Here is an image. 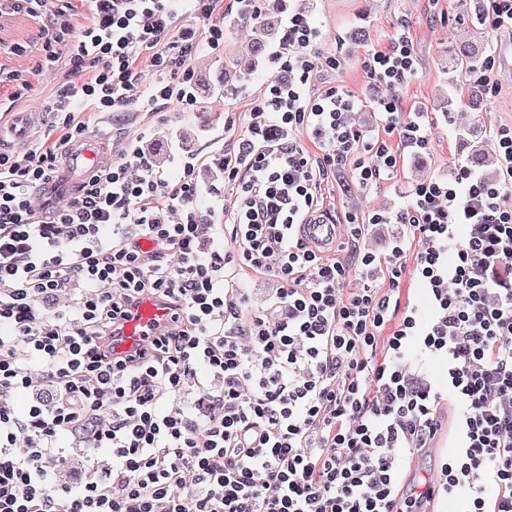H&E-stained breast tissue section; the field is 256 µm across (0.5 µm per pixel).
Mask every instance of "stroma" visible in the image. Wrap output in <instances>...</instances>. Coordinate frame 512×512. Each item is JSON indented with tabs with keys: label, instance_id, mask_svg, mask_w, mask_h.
Segmentation results:
<instances>
[{
	"label": "stroma",
	"instance_id": "1",
	"mask_svg": "<svg viewBox=\"0 0 512 512\" xmlns=\"http://www.w3.org/2000/svg\"><path fill=\"white\" fill-rule=\"evenodd\" d=\"M287 11L311 15L323 31L325 54L335 56L336 68L323 67L314 72L311 92L336 86L352 93L360 107L352 116L355 124L369 134L382 133L381 116L375 105L380 98L396 94L404 112L422 113L430 143L427 150L416 152L401 148V165L389 179L371 189L356 185L350 173L329 178L322 185L325 204L336 218L346 214L365 219L368 213L382 210L397 214L405 208L416 184L433 178L450 176L468 153L459 132L475 126L483 134V146L492 149L493 135L503 125L512 124V64L500 65L494 80L495 93L486 95L480 110L460 102L454 112H447L448 48L457 40L470 36V26L458 8V0H284ZM41 19L25 14H0V48L13 44L26 46L23 55H0L5 64L24 82L27 89L12 108V121L31 113L33 123L28 135L15 142V149L38 145L53 114L37 112L39 102L55 97L67 83L71 69L68 55H61L55 70L33 76L36 51L42 44ZM406 34L417 57L416 74L396 91L373 81L363 66L364 59L387 46L398 34ZM252 35L251 28L241 26L234 11L224 13V47L214 51L202 48L192 56L190 66L197 86V103L183 112L166 109L160 112H130L111 119L96 112L84 113L87 134L103 142L109 152L122 149L128 137L143 135V146L165 177L179 179L181 172L174 163L177 153L188 151L197 157L230 148L231 138L224 135L225 121H233L237 132H244L248 114L270 73L264 62H257L248 80L229 76L228 93L209 91L207 82L233 65Z\"/></svg>",
	"mask_w": 512,
	"mask_h": 512
}]
</instances>
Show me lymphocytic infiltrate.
Segmentation results:
<instances>
[{"label":"lymphocytic infiltrate","mask_w":512,"mask_h":512,"mask_svg":"<svg viewBox=\"0 0 512 512\" xmlns=\"http://www.w3.org/2000/svg\"><path fill=\"white\" fill-rule=\"evenodd\" d=\"M79 2L60 25L51 0H0L49 18L36 71L67 40L85 74L48 104L60 121L39 146L0 152V512H418L424 496L461 491L467 512H512V126L496 133L499 179L461 166L416 185L396 217L404 233L386 256L364 252L361 285L346 288L355 270L298 233L322 212V182L347 170L370 188L400 164L390 136L419 151L429 135L396 98L378 101L374 137L348 122L351 94H309L311 72L336 59L311 17L293 12L236 148L179 157L172 183L133 141L67 206L37 210L29 194L56 182L84 110H191L189 60L224 43V0ZM364 66L405 84L411 41L393 37ZM200 164L214 173L206 188ZM243 272L277 283L260 309L248 307ZM378 272L387 289L372 285ZM406 281L420 285L419 303L402 302ZM63 294L76 295L73 312L55 310ZM147 295L172 322L121 351ZM413 357L440 363L443 383L412 372ZM36 372L49 391L22 420L10 399ZM445 400L457 448L437 473L402 483ZM63 434L109 454L76 486L53 480L70 454Z\"/></svg>","instance_id":"1"}]
</instances>
